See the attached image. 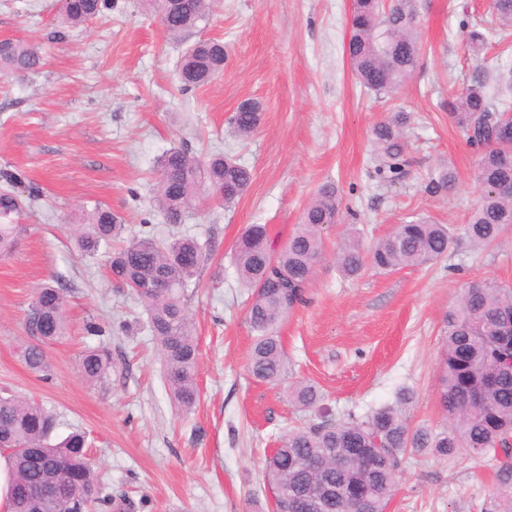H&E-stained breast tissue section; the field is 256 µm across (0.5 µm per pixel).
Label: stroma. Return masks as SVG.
Instances as JSON below:
<instances>
[{
    "instance_id": "35a3bbf8",
    "label": "stroma",
    "mask_w": 512,
    "mask_h": 512,
    "mask_svg": "<svg viewBox=\"0 0 512 512\" xmlns=\"http://www.w3.org/2000/svg\"><path fill=\"white\" fill-rule=\"evenodd\" d=\"M489 3L416 0L418 66L398 93L383 96L351 71L348 0H213L208 20L176 40L139 0H112L103 18L62 38L52 35L57 0H0V40L40 45L43 56L34 74L0 75V170L43 191L17 249L0 258V390L55 412L57 438L85 432L99 477L113 494L143 501L140 512H272L265 457L283 431L315 417L288 400L298 382L314 385L338 418L391 403L407 387L412 427L443 430L435 372L442 318L467 283L512 285V228L482 249L459 237L433 264L387 273L368 266L354 278L339 272L336 252L354 228L367 244L421 218L461 230L479 197L477 156L448 117V97L488 64L512 69V44L486 58L468 47ZM202 38L223 40L224 70L182 90L180 60ZM246 99L260 103L262 120L243 140L228 122ZM399 110L409 115L408 164L390 182L376 172L372 129ZM173 146L202 158L224 151L251 170L248 191L228 207L203 199L184 224H165L152 188L155 160ZM443 165L456 171L457 188L435 195L426 186ZM326 184L338 192L343 221L325 230L305 301L278 327L287 375L258 381L247 367L255 334L235 242L248 225L264 224L285 245ZM99 204L124 216L128 234L149 225L203 247L188 285L200 350L191 412L172 401L143 304L108 275L107 253L89 259L76 248V224ZM53 279L70 290L69 334L47 346L53 378L44 382L20 350L32 295ZM92 317L112 332L115 367L104 386L87 383L77 365ZM498 485L486 461L412 451L387 512H481Z\"/></svg>"
}]
</instances>
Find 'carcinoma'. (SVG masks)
Returning <instances> with one entry per match:
<instances>
[{"label":"carcinoma","mask_w":512,"mask_h":512,"mask_svg":"<svg viewBox=\"0 0 512 512\" xmlns=\"http://www.w3.org/2000/svg\"><path fill=\"white\" fill-rule=\"evenodd\" d=\"M61 28H77L97 17L106 0H60ZM165 20V31L177 39L207 19L210 0H141ZM491 20L477 23L469 33V47L479 55L495 39L512 36V0H491ZM348 61L357 79L378 94H392L415 71L421 43L414 0H355ZM39 47L20 40H0V72L24 75L41 64ZM224 70V43L199 39L183 55L179 79L189 90L209 83ZM487 77L474 80L448 98V117L471 146L479 149L477 180L482 190L472 208L463 236L476 247H487L512 226V192L498 189L512 184V142L493 144L492 134L512 123L505 99L487 91ZM261 121V107L252 101L239 106L230 118L235 133L252 135ZM408 113L394 112L373 127L379 148V168L392 175L407 165L403 128ZM159 180L154 203L167 223L185 222L195 200L224 186L248 188L252 173L236 160L214 153L202 161L186 148L173 147L158 159ZM457 174L441 167L430 179L435 193L455 188ZM39 188L27 186L23 196L0 191V256L13 253L27 232L22 220ZM336 190L325 185L306 207L301 224L277 248L264 224H251L234 247V263L242 283L250 288L248 320L257 333L249 354V369L259 381L276 383L286 371V355L277 325L303 303L315 266L322 254V233L340 222ZM122 216L97 206L79 225L76 245L85 257L111 249L110 275L145 305L155 336L164 377L178 407L187 412L197 403L199 343L187 306L186 288L204 261L197 238L181 235L161 239L147 232L125 236ZM453 242L450 228L426 219L398 224L371 248L352 234L336 260L347 278L358 276L368 261L380 271H394L437 261ZM61 285L45 283L34 294L25 320L31 342L23 351L27 368L44 381L53 377L45 346L67 335V294ZM444 341L438 366V402L447 423L434 433L413 429L407 411L415 400L400 390L394 401L364 415L335 419L327 409L306 427L285 432L266 457L262 480L273 491L274 512H311L309 498L318 488L329 493L326 512H387L397 487L402 456L410 448L448 458L465 451L475 459L488 453L501 466V488L490 495L482 512H512V287L495 280L473 282L462 298L444 314ZM84 330L98 345L79 356L82 377L105 384L114 362L107 339L111 333L90 320ZM289 401L309 410L320 395L312 385L295 384ZM58 426L55 414L21 397L0 396V452L12 473L11 512H125L131 502L114 496L103 484L87 453V436L70 433L51 443Z\"/></svg>","instance_id":"carcinoma-1"}]
</instances>
